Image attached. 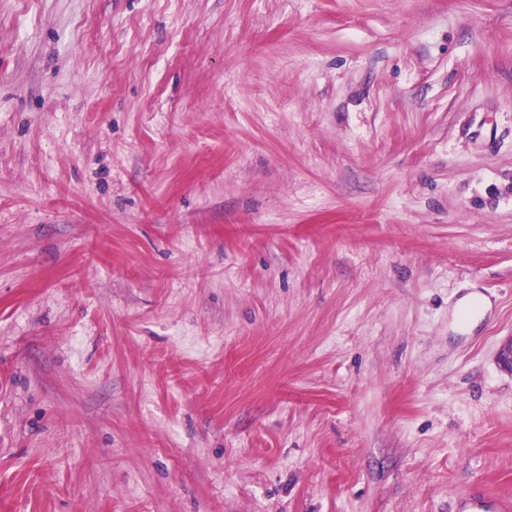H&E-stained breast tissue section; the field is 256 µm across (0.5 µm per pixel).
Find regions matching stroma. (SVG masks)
<instances>
[{
  "label": "stroma",
  "instance_id": "obj_1",
  "mask_svg": "<svg viewBox=\"0 0 512 512\" xmlns=\"http://www.w3.org/2000/svg\"><path fill=\"white\" fill-rule=\"evenodd\" d=\"M510 335L512 0H0V512L512 497Z\"/></svg>",
  "mask_w": 512,
  "mask_h": 512
}]
</instances>
